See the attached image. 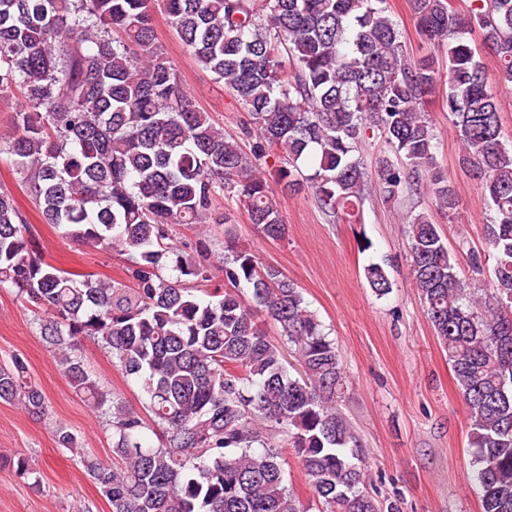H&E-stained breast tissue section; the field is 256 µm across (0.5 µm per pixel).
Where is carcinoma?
I'll use <instances>...</instances> for the list:
<instances>
[{"label":"carcinoma","mask_w":512,"mask_h":512,"mask_svg":"<svg viewBox=\"0 0 512 512\" xmlns=\"http://www.w3.org/2000/svg\"><path fill=\"white\" fill-rule=\"evenodd\" d=\"M151 2L0 0V90L22 100L0 156L43 223L80 246L136 258L132 287L56 267L0 189V288L35 308L68 384L108 417L112 465L65 427L55 428L56 443L80 459L111 512H310L285 483V448L318 512H401L337 409L348 390L341 356L300 288L246 247L230 246L218 268L193 260L169 230L208 223L228 195L267 238H285L268 182L255 175L268 148L286 154L271 173L282 189L303 179L325 216L358 224L369 171L355 152L369 131L390 149L374 166L385 201L423 186L455 213L459 198L437 170L438 141L422 108L439 86V62L411 59L386 0H162L187 49L244 105L243 134L259 140L248 154L166 63ZM409 7L446 54L459 165L482 182L494 212L485 225L494 302L468 292L459 255L423 213L408 221L413 279L466 408L481 512H512V147L471 41L479 31L498 80L512 83V0H471L463 12L451 0ZM216 271L219 287L200 296L188 286ZM364 276L377 296L391 292L380 265ZM243 284L252 309L238 294ZM266 320L293 350L300 377L288 373ZM86 338L103 341L137 380L148 416L88 371L79 355ZM0 403L49 415L19 355L0 365Z\"/></svg>","instance_id":"obj_1"}]
</instances>
